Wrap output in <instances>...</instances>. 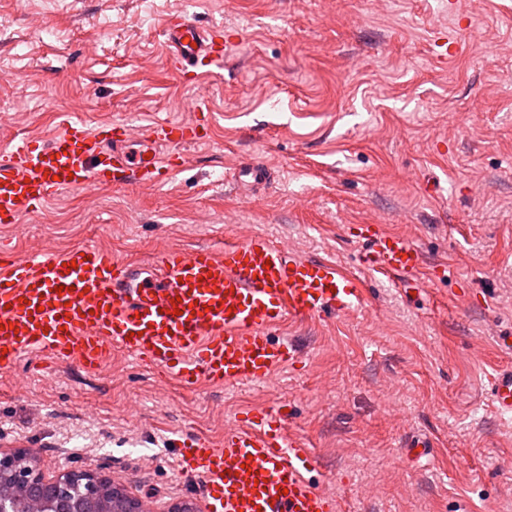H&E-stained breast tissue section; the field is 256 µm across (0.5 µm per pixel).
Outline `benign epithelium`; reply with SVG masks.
<instances>
[{
  "mask_svg": "<svg viewBox=\"0 0 512 512\" xmlns=\"http://www.w3.org/2000/svg\"><path fill=\"white\" fill-rule=\"evenodd\" d=\"M149 512L112 474L68 469L48 478L38 453L24 446L0 449V512Z\"/></svg>",
  "mask_w": 512,
  "mask_h": 512,
  "instance_id": "benign-epithelium-1",
  "label": "benign epithelium"
}]
</instances>
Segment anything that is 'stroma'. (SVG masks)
<instances>
[{
	"instance_id": "35a3bbf8",
	"label": "stroma",
	"mask_w": 512,
	"mask_h": 512,
	"mask_svg": "<svg viewBox=\"0 0 512 512\" xmlns=\"http://www.w3.org/2000/svg\"><path fill=\"white\" fill-rule=\"evenodd\" d=\"M181 13L234 39L198 83L176 78L160 34ZM457 27L483 52L435 43ZM65 113L141 134L192 122L200 138L163 184L63 191L0 224L4 256L89 243L145 269L172 247L264 234L348 262L356 225L382 222L434 273L409 293L367 278L361 310L275 328L298 357L265 382L187 394L119 350L93 375L24 359L0 374V448L39 449L49 474L112 472L153 507L202 508L179 440L217 445L241 413L285 405L339 512H512V418L487 402L512 365L493 338L512 328V0H0V150ZM251 161L275 173L256 196L226 181Z\"/></svg>"
}]
</instances>
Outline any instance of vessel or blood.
<instances>
[{"label": "vessel or blood", "mask_w": 512, "mask_h": 512, "mask_svg": "<svg viewBox=\"0 0 512 512\" xmlns=\"http://www.w3.org/2000/svg\"><path fill=\"white\" fill-rule=\"evenodd\" d=\"M162 34L179 73L205 77L224 66L219 27L179 14ZM191 124L154 123L136 136L125 120L88 125L71 115L61 131L20 138L0 154V223L13 224L56 193L131 183H158L184 162L195 142ZM260 162L235 167L229 182L266 187ZM356 263L303 258L259 235L223 251L169 250L153 275L139 278L95 246L39 250L0 264V372L36 355L97 372L113 348L159 369L187 389L263 381L294 357L272 340L286 321L341 316L364 301V273L409 286L424 268L421 247L382 224L357 227ZM76 262L67 270L68 262ZM488 396L512 415V367L498 371ZM180 473L200 477L209 512H337L336 497L312 480L313 455L287 426L285 411L246 412L224 431L221 446L205 437L182 440Z\"/></svg>", "instance_id": "vessel-or-blood-1"}]
</instances>
